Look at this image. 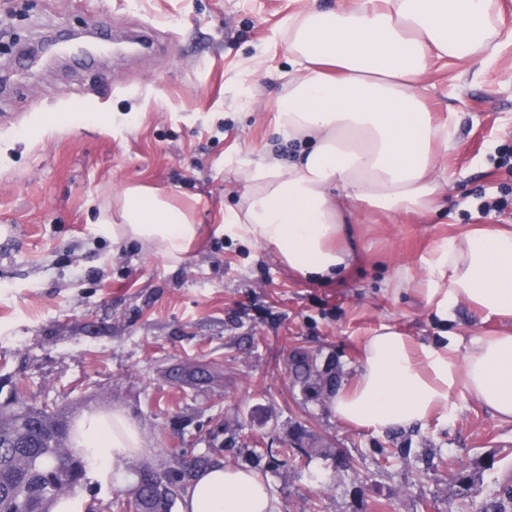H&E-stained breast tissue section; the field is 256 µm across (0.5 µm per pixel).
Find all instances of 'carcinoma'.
<instances>
[{
    "label": "carcinoma",
    "instance_id": "carcinoma-1",
    "mask_svg": "<svg viewBox=\"0 0 512 512\" xmlns=\"http://www.w3.org/2000/svg\"><path fill=\"white\" fill-rule=\"evenodd\" d=\"M290 372L303 388L332 389L331 371L317 357L303 350L293 352ZM72 444L66 425L48 410L0 412V509L4 512H52L64 494L84 481L75 482L58 459V449ZM187 467L165 480L154 468L137 473L144 506L151 512H172L178 493L191 479ZM482 512H512V482L496 481L486 495Z\"/></svg>",
    "mask_w": 512,
    "mask_h": 512
}]
</instances>
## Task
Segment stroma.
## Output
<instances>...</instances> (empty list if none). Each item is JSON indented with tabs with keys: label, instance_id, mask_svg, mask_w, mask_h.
I'll return each mask as SVG.
<instances>
[{
	"label": "stroma",
	"instance_id": "stroma-1",
	"mask_svg": "<svg viewBox=\"0 0 512 512\" xmlns=\"http://www.w3.org/2000/svg\"><path fill=\"white\" fill-rule=\"evenodd\" d=\"M310 2L0 0V405L17 397L71 426L119 409L151 441L107 483L81 488L91 512H123L142 466L198 459L259 473L277 512H479L485 485L512 476V423L477 403L378 433L338 421L326 394L288 373L301 347L350 381L385 324L434 342L439 319L395 293L397 273L425 278L430 253L469 228L512 229V208L483 218L474 207L479 191L512 181L488 162L512 149V44L477 79L431 64L428 107L457 123L438 211L358 210L356 265L315 283L224 231L239 162L265 146L296 156L272 112L291 68L280 30ZM147 23L165 51L98 68L78 56L21 60L55 35ZM79 97L95 110L72 106ZM130 184L192 210L202 233L182 261L113 244L99 213ZM199 366L206 377L183 378ZM301 430L313 453L296 464ZM382 447L409 458L383 460Z\"/></svg>",
	"mask_w": 512,
	"mask_h": 512
}]
</instances>
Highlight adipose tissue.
Masks as SVG:
<instances>
[{"label":"adipose tissue","mask_w":512,"mask_h":512,"mask_svg":"<svg viewBox=\"0 0 512 512\" xmlns=\"http://www.w3.org/2000/svg\"><path fill=\"white\" fill-rule=\"evenodd\" d=\"M281 38L291 70L273 122L297 157L265 150L237 174V207L224 215L233 235L270 249L289 271L328 283L356 260L343 239L353 211L388 215L433 210L443 176L439 149L454 145L453 121H435L425 75L433 59L483 70L512 41L498 0H336L288 17ZM118 244L142 243L183 260L198 236L190 211L159 192L129 185L103 216ZM428 276L401 275L398 289L423 297L441 317L466 304L480 318L442 349L395 326L367 336L352 382L329 396L340 421L383 432L421 425L454 410L453 395L512 422V231L476 228L449 238L427 259ZM73 441L94 475L146 453L150 443L125 413L89 412ZM181 512H274L271 487L256 472L213 464L186 488Z\"/></svg>","instance_id":"adipose-tissue-1"}]
</instances>
